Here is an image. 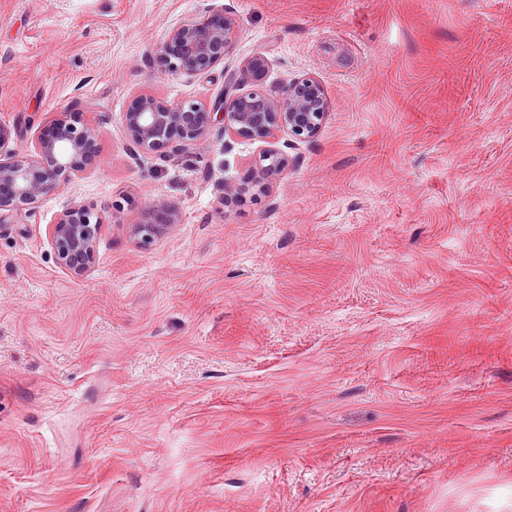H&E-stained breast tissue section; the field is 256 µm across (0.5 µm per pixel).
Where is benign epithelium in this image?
Here are the masks:
<instances>
[{
    "label": "benign epithelium",
    "mask_w": 512,
    "mask_h": 512,
    "mask_svg": "<svg viewBox=\"0 0 512 512\" xmlns=\"http://www.w3.org/2000/svg\"><path fill=\"white\" fill-rule=\"evenodd\" d=\"M237 37L235 18L217 16L184 19L173 26L155 49L166 73L204 74L224 63ZM263 54L245 59L240 78L247 81L266 74ZM329 101L312 77L289 80L279 96L255 88L210 105L170 103L150 94L137 96L124 113L126 135L144 153L165 155L199 146L213 124H223L224 135L267 144L253 172V184L262 187L290 167L289 156L274 146L282 133L298 140L315 137L328 117ZM17 128L0 123V223L21 212H32L48 194L89 170L99 158L96 127L76 102L54 112L38 135L34 152L15 148ZM181 222L180 214L164 205L145 207L128 225L139 247H149ZM102 220L92 208L75 204L47 225L46 234L58 265L74 277L90 272L98 257Z\"/></svg>",
    "instance_id": "benign-epithelium-1"
}]
</instances>
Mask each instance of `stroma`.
Here are the masks:
<instances>
[{
  "mask_svg": "<svg viewBox=\"0 0 512 512\" xmlns=\"http://www.w3.org/2000/svg\"><path fill=\"white\" fill-rule=\"evenodd\" d=\"M228 13L201 75L177 21ZM318 79L329 116L260 143L133 149L134 98ZM79 102L100 163L0 223V512H512V0H0V121L32 150ZM99 213L62 270L46 226ZM181 222L146 249L127 226ZM237 31L228 13L184 19L170 29L154 56L166 73L204 74L224 63ZM101 227L99 214L82 204L69 207L47 225L57 263L71 276L82 277L94 268ZM181 222L180 214L164 205L146 206L134 224H128L129 236L139 247H149Z\"/></svg>",
  "mask_w": 512,
  "mask_h": 512,
  "instance_id": "1",
  "label": "stroma"
}]
</instances>
